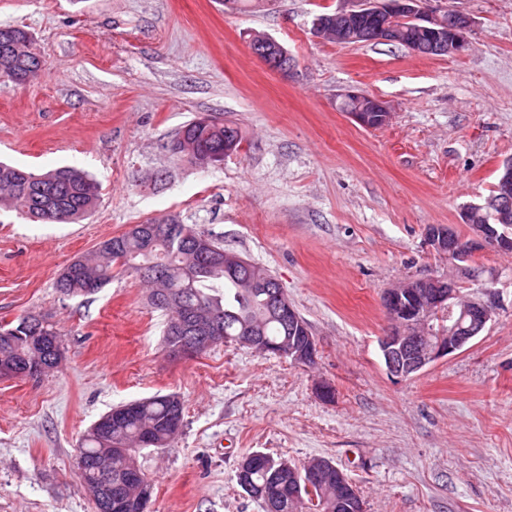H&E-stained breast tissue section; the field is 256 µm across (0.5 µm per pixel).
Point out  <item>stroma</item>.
Wrapping results in <instances>:
<instances>
[{"label": "stroma", "instance_id": "35a3bbf8", "mask_svg": "<svg viewBox=\"0 0 512 512\" xmlns=\"http://www.w3.org/2000/svg\"><path fill=\"white\" fill-rule=\"evenodd\" d=\"M339 5L0 0V25L32 33L43 62L29 83L0 80V160L101 185L76 223L0 206V323L46 317L64 347L40 379H0V512H95L81 437L156 394L183 401L184 423L169 447L137 455L148 512H263L236 477L256 451L332 461L365 512H512V254L475 252L471 276L426 242L433 224L469 239L464 211L512 157V0H446L473 27L466 53L442 56L318 38L315 17ZM258 34L288 51V73L252 53ZM349 90L384 101L390 122L366 129L338 111ZM196 116L236 125L240 151L209 168L174 154ZM163 214L268 269L308 323L315 363L234 343L171 357L166 316L131 273L88 298L57 292L73 260ZM433 276L496 316L461 351L394 379L382 294Z\"/></svg>", "mask_w": 512, "mask_h": 512}]
</instances>
